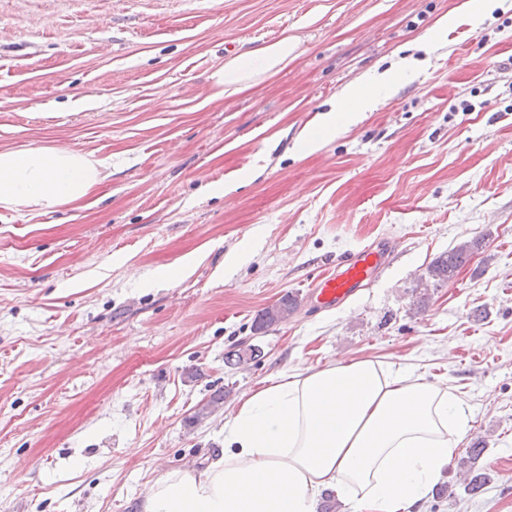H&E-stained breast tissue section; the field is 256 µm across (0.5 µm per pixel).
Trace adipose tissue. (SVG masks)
I'll list each match as a JSON object with an SVG mask.
<instances>
[{
  "label": "adipose tissue",
  "mask_w": 512,
  "mask_h": 512,
  "mask_svg": "<svg viewBox=\"0 0 512 512\" xmlns=\"http://www.w3.org/2000/svg\"><path fill=\"white\" fill-rule=\"evenodd\" d=\"M300 40L243 51L212 75L210 101L255 87L287 67ZM382 80L348 85L325 130L373 110ZM109 164L57 146L0 150V206L48 212L87 198ZM468 429L447 385L391 363L340 360L297 368L252 392L224 417V441L205 465L162 471L140 512H317L332 490L350 512H419Z\"/></svg>",
  "instance_id": "ef3b65f1"
}]
</instances>
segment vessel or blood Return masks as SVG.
Listing matches in <instances>:
<instances>
[{
    "label": "vessel or blood",
    "mask_w": 512,
    "mask_h": 512,
    "mask_svg": "<svg viewBox=\"0 0 512 512\" xmlns=\"http://www.w3.org/2000/svg\"><path fill=\"white\" fill-rule=\"evenodd\" d=\"M392 253V246L387 241L349 252L337 261L334 272L311 280L308 293L322 308L340 307L384 269Z\"/></svg>",
    "instance_id": "vessel-or-blood-1"
}]
</instances>
